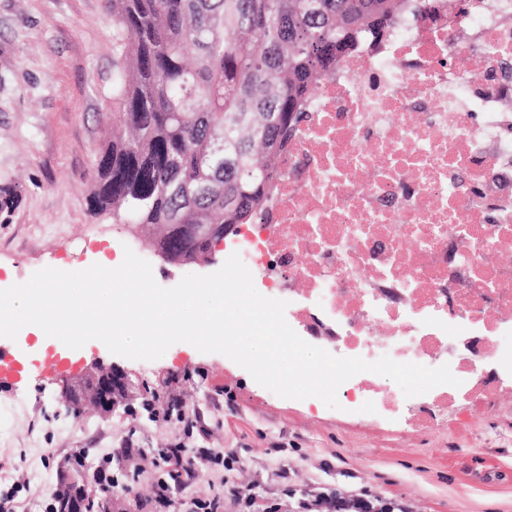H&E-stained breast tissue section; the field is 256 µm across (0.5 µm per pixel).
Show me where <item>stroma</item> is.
Segmentation results:
<instances>
[{
  "label": "stroma",
  "instance_id": "35a3bbf8",
  "mask_svg": "<svg viewBox=\"0 0 512 512\" xmlns=\"http://www.w3.org/2000/svg\"><path fill=\"white\" fill-rule=\"evenodd\" d=\"M114 35L107 0H0V198L11 199L0 209V289L47 267L86 269L102 249L120 260L132 247L166 288L224 263L219 244L208 261L168 264L130 225L89 211L94 162L111 134ZM0 347L25 375L0 387V495L14 494L15 512H43L59 463L82 448L93 469L124 448L196 452L185 484H168L160 462L145 466L132 494L115 491L122 504L145 501L143 512H207L215 500L218 512H252L255 497L300 512L311 492L362 488L409 512H512V394L423 430L413 409L391 417L279 397L228 357L182 342L141 361L90 341L56 368L55 347L35 336L0 337ZM94 362L119 365L137 392L157 393L155 417L137 406L67 413L62 377ZM227 448L236 462L206 460ZM231 487L240 500L223 505Z\"/></svg>",
  "mask_w": 512,
  "mask_h": 512
}]
</instances>
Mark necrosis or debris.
<instances>
[{"instance_id":"necrosis-or-debris-1","label":"necrosis or debris","mask_w":512,"mask_h":512,"mask_svg":"<svg viewBox=\"0 0 512 512\" xmlns=\"http://www.w3.org/2000/svg\"><path fill=\"white\" fill-rule=\"evenodd\" d=\"M279 166L270 217L224 249L256 289L335 356L449 365L432 409L512 389V0H410L323 79ZM336 399L407 401L367 372Z\"/></svg>"}]
</instances>
